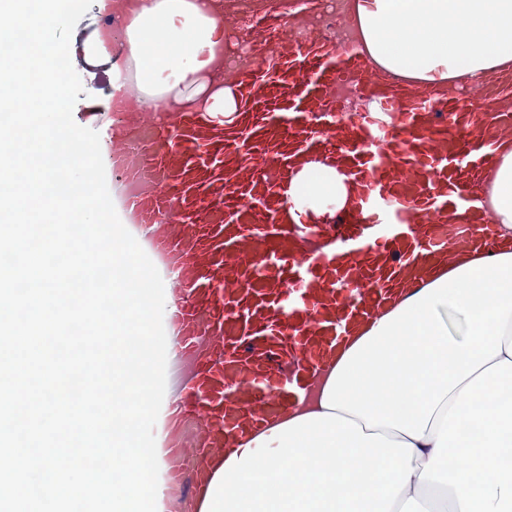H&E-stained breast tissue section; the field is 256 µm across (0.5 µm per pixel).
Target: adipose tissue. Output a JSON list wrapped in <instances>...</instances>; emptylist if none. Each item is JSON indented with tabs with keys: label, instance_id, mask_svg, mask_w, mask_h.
<instances>
[{
	"label": "adipose tissue",
	"instance_id": "adipose-tissue-1",
	"mask_svg": "<svg viewBox=\"0 0 512 512\" xmlns=\"http://www.w3.org/2000/svg\"><path fill=\"white\" fill-rule=\"evenodd\" d=\"M104 26L78 40L112 112L238 110L224 69L221 0H94ZM352 40L415 83H479L512 67V0H351ZM295 207L342 208L344 175L314 163ZM483 192L512 233V141ZM163 512H512V250L460 260L398 300L322 367L281 419L210 464Z\"/></svg>",
	"mask_w": 512,
	"mask_h": 512
}]
</instances>
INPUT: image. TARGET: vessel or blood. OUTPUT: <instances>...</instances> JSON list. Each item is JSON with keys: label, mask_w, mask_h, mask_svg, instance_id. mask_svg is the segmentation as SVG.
Masks as SVG:
<instances>
[{"label": "vessel or blood", "mask_w": 512, "mask_h": 512, "mask_svg": "<svg viewBox=\"0 0 512 512\" xmlns=\"http://www.w3.org/2000/svg\"><path fill=\"white\" fill-rule=\"evenodd\" d=\"M258 10L256 62L232 79V123L210 112H86L122 222L158 269L179 342L170 448L212 454L281 418L322 365L402 294L497 228L482 176L512 138V71L474 86L404 83L353 40L287 42L293 18ZM363 100L343 109L344 90ZM320 161L348 204L314 220L290 202Z\"/></svg>", "instance_id": "b4317fda"}]
</instances>
